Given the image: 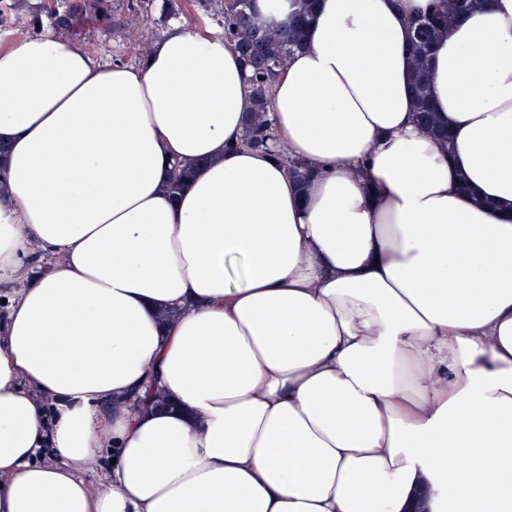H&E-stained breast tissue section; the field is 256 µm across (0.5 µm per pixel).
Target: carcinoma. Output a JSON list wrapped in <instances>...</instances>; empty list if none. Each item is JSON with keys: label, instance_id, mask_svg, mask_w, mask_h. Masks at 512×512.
Listing matches in <instances>:
<instances>
[{"label": "carcinoma", "instance_id": "cac0c4a2", "mask_svg": "<svg viewBox=\"0 0 512 512\" xmlns=\"http://www.w3.org/2000/svg\"><path fill=\"white\" fill-rule=\"evenodd\" d=\"M255 0H220L222 36L238 52L250 73L253 100L251 116L246 122L241 144L262 152H273L285 164L293 178L303 180L308 165L287 159L275 149V139L267 114V93L288 57L304 47L307 40L308 15L316 0H303L301 9L292 14L288 23L278 28L261 24L255 15ZM489 0H428L424 9L411 22L410 86L415 100L419 125L442 140L449 139L448 130L440 123L430 105L429 61L434 45L467 14L483 9ZM51 25L58 30H72L81 21H100L99 0H85L84 11L76 13L68 0H56L48 14ZM190 177V171L176 163L171 168L167 189L179 194Z\"/></svg>", "mask_w": 512, "mask_h": 512}]
</instances>
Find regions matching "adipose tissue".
<instances>
[{
  "mask_svg": "<svg viewBox=\"0 0 512 512\" xmlns=\"http://www.w3.org/2000/svg\"><path fill=\"white\" fill-rule=\"evenodd\" d=\"M424 3L317 0L268 95L302 184L224 40L0 49V512H512V0L432 51L446 142ZM489 0H428L411 22L410 86L419 125L442 140L448 130L440 123L430 105L429 61L434 45L467 14L483 9Z\"/></svg>",
  "mask_w": 512,
  "mask_h": 512,
  "instance_id": "adipose-tissue-1",
  "label": "adipose tissue"
}]
</instances>
